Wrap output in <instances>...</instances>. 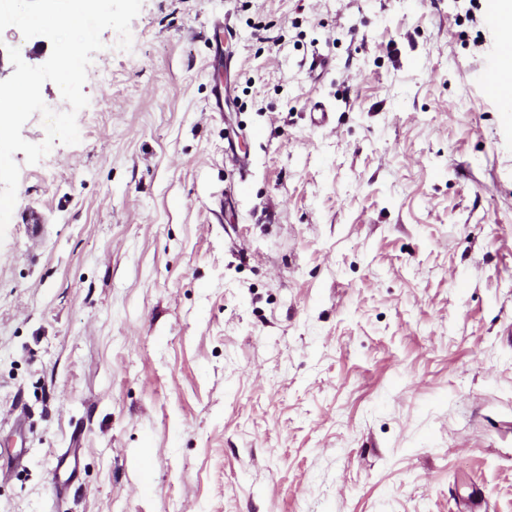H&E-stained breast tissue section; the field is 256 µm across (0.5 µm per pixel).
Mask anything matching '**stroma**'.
<instances>
[{
    "label": "stroma",
    "instance_id": "1",
    "mask_svg": "<svg viewBox=\"0 0 512 512\" xmlns=\"http://www.w3.org/2000/svg\"><path fill=\"white\" fill-rule=\"evenodd\" d=\"M468 5L143 0L94 53L79 143L14 155L49 233L0 243V512H512V101ZM60 458L61 459L57 462L56 469L60 471V469L65 466V478L61 479L58 474L59 485H57V489L59 491H64L68 489L69 484L78 477L81 469V460L76 448L67 449Z\"/></svg>",
    "mask_w": 512,
    "mask_h": 512
}]
</instances>
